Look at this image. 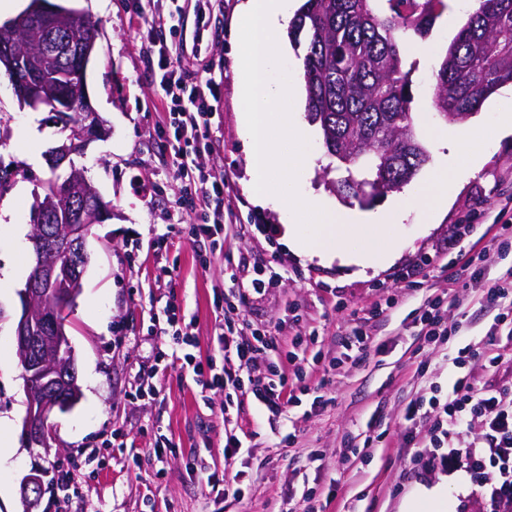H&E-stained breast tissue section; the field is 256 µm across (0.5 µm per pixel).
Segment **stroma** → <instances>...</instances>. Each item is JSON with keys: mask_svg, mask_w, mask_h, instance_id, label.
<instances>
[{"mask_svg": "<svg viewBox=\"0 0 512 512\" xmlns=\"http://www.w3.org/2000/svg\"><path fill=\"white\" fill-rule=\"evenodd\" d=\"M218 0L215 21L195 49H184L189 77L210 68L207 96L214 106L202 129L194 165L225 178L224 247L212 252L196 241L191 227L213 204L181 207L176 157L160 132L164 63L140 50L134 15L158 14L156 0H75V8L98 19L103 35L88 68L92 105L108 133L92 141L74 162L105 201L112 218L93 225L87 239L90 262L67 328L75 349L82 396L52 419L54 439L30 448L21 439L27 391L14 345L19 292L35 264L29 236L31 207L52 176L45 154L60 131L48 110L22 105L0 74V170L13 173L0 188V267L16 274L0 283V417L9 418L14 454L0 459V512H23L19 484L32 466L44 469L39 512H287L289 499L313 493L325 512H463L473 489L464 473L413 461L401 445V416L411 399L428 394L430 383L447 388L450 357L471 349L469 369L478 384L512 387V372L483 367L487 333L497 306L482 299L486 280L512 267V245L495 241L493 219L506 210L512 219V138L492 135L496 111L512 113V103L490 97L469 126L478 128L485 162L458 183L453 201L435 221L424 206L432 195L431 167H424L403 193L420 203L391 234L400 255L386 268L366 274L353 268L300 258L280 240L278 214L250 200L243 144L238 132L235 7ZM430 34L406 43L417 119L415 133L437 155L447 123L427 102L432 64L446 52L465 24L474 0H447ZM307 181L314 196L336 210L369 214L387 209L392 196L364 205L340 199L330 183L321 132L309 143ZM149 185V194L135 183ZM473 219L470 235L456 238L457 224ZM477 257V276L461 269L462 256ZM269 269L277 284L264 294L242 290L236 302L254 325L270 329L277 343L267 354L283 366L298 406L288 414L295 439L287 444L280 421L261 412L253 399L230 403L224 392L203 389L191 366L179 359V345L165 335L166 311L177 306L184 332L194 338V355L217 367L235 369L214 334L223 319L215 295L239 283L243 269ZM412 271L419 286L405 288L401 275ZM452 293L449 322L457 335L440 346L413 334V312L429 296ZM395 298V307L368 320L372 304ZM367 320L373 343L363 360L345 356V337L354 320ZM341 364L326 369L333 359ZM148 394L136 395L139 385ZM243 446L225 457L227 432ZM171 448L156 455L157 440ZM71 471L68 491L57 485ZM233 481L239 495L225 494Z\"/></svg>", "mask_w": 512, "mask_h": 512, "instance_id": "obj_1", "label": "stroma"}]
</instances>
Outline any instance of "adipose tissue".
Wrapping results in <instances>:
<instances>
[{"label": "adipose tissue", "mask_w": 512, "mask_h": 512, "mask_svg": "<svg viewBox=\"0 0 512 512\" xmlns=\"http://www.w3.org/2000/svg\"><path fill=\"white\" fill-rule=\"evenodd\" d=\"M473 139V133L462 131L442 142L432 175V181L439 189L432 201L433 208L447 205L448 189L461 174L474 173L481 167L484 155L473 149Z\"/></svg>", "instance_id": "adipose-tissue-1"}]
</instances>
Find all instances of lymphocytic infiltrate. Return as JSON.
I'll use <instances>...</instances> for the list:
<instances>
[{
	"instance_id": "obj_1",
	"label": "lymphocytic infiltrate",
	"mask_w": 512,
	"mask_h": 512,
	"mask_svg": "<svg viewBox=\"0 0 512 512\" xmlns=\"http://www.w3.org/2000/svg\"><path fill=\"white\" fill-rule=\"evenodd\" d=\"M160 55L168 59L163 82L169 101L167 110L173 117L174 151L179 155L178 178H195L205 196L222 199L223 177L201 172L192 173L185 160L189 147L195 146L202 128L212 116L201 85H186L179 60L168 58L167 47H160ZM446 297L425 299L416 308L413 324L420 339L430 344L447 343L453 329L448 324ZM216 340L225 356L234 357L237 371L228 370L206 374L202 363H195V376L206 377L210 389L243 392L263 406L270 414L284 417L298 401L289 393L284 377L264 380L256 377L265 360L267 350L275 344L274 336L254 327L233 301L224 303V322ZM469 348H460L452 360L454 381L448 393L431 386L430 397L410 400L403 415L404 422L427 425L424 448H417L412 432H405L406 447L412 448L418 461H439L449 472L459 470L478 475L480 489L476 496L480 512H512V394L490 386H477L467 368ZM480 421L482 443L465 445L461 434L472 421Z\"/></svg>"
}]
</instances>
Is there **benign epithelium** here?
Here are the masks:
<instances>
[{"mask_svg": "<svg viewBox=\"0 0 512 512\" xmlns=\"http://www.w3.org/2000/svg\"><path fill=\"white\" fill-rule=\"evenodd\" d=\"M67 18L82 22L83 34L76 45L75 70L87 74L96 50L101 24L85 25L90 15L57 0H29L28 6L14 18L0 22V68L10 77L13 93L33 108L42 107L54 115L75 112L62 142L48 151L50 165L58 167L95 139L107 135L104 121L84 91L73 100L66 92L58 94L59 102H46L42 79L34 52L24 49L17 36L41 23L47 30H56L58 20ZM81 178L75 170L68 177L53 183L52 194L36 200L32 211L31 242L36 254L53 256L38 263L20 293V315L15 327L16 349L21 357L22 377L29 396L22 423V440L30 447L48 448L53 438L48 425L50 415L72 408L79 399L78 368L75 350L66 332V325L90 260L86 248L90 228L103 224L112 216V206L101 195L89 205L79 189ZM43 473L37 469L26 475L20 484L23 512H37Z\"/></svg>", "mask_w": 512, "mask_h": 512, "instance_id": "obj_1", "label": "benign epithelium"}]
</instances>
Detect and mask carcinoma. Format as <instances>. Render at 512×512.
Listing matches in <instances>:
<instances>
[{
    "instance_id": "obj_1",
    "label": "carcinoma",
    "mask_w": 512,
    "mask_h": 512,
    "mask_svg": "<svg viewBox=\"0 0 512 512\" xmlns=\"http://www.w3.org/2000/svg\"><path fill=\"white\" fill-rule=\"evenodd\" d=\"M304 0L288 36L304 47L306 111L327 155L352 171L337 184L359 199L400 190L430 161L415 142L404 45L428 36L444 0ZM433 110L455 122L512 83V0L478 7L433 66Z\"/></svg>"
}]
</instances>
